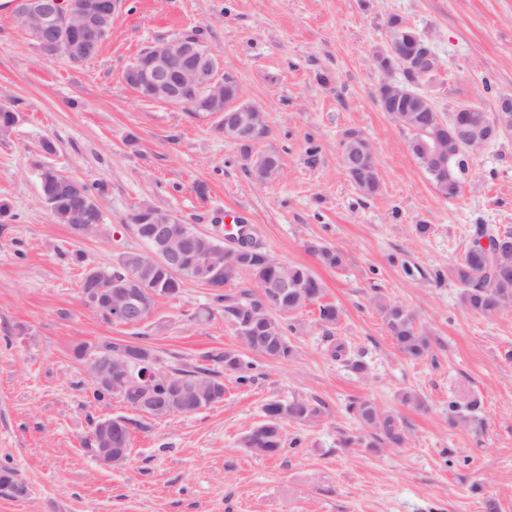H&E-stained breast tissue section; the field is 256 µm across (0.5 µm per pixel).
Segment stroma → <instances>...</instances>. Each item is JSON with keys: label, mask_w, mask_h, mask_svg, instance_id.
<instances>
[{"label": "stroma", "mask_w": 512, "mask_h": 512, "mask_svg": "<svg viewBox=\"0 0 512 512\" xmlns=\"http://www.w3.org/2000/svg\"><path fill=\"white\" fill-rule=\"evenodd\" d=\"M398 15L430 42L441 73L424 84L440 112L474 105L493 114L512 96V0H126L95 55L73 63L42 53L0 0V101L22 119L0 135V466L26 485L0 495V512H512V306L487 319L461 300L448 269L477 224L512 230V132L475 158L457 196H443L409 148L413 133L384 112L375 55ZM196 32L244 101L266 115L257 151L279 169L256 182L219 118L146 102L124 69L146 46ZM372 145L377 194L363 195L342 164L346 131ZM52 151H44V142ZM50 165L103 185L104 222L74 238L40 199ZM197 230L247 224L275 261L307 267L320 302L297 312L291 360L244 349L213 302L186 282L137 326L106 322L80 288L87 267L143 250L128 217L141 204ZM428 225L419 234L417 225ZM341 250L340 267L310 243ZM409 309L429 335L422 361L396 349L375 294ZM335 304V329L318 323ZM122 339L163 365H199L239 351L257 377H224V400L192 414L138 415L90 393L80 345ZM362 355L366 372L332 358L333 341ZM419 405L405 404L402 393ZM318 399L316 423L287 420L299 448L260 457L238 447L272 400ZM369 399L405 424L402 447H339L360 426L350 401ZM459 418L448 422V404ZM140 419L127 464L103 467L90 445L95 422Z\"/></svg>", "instance_id": "1"}]
</instances>
